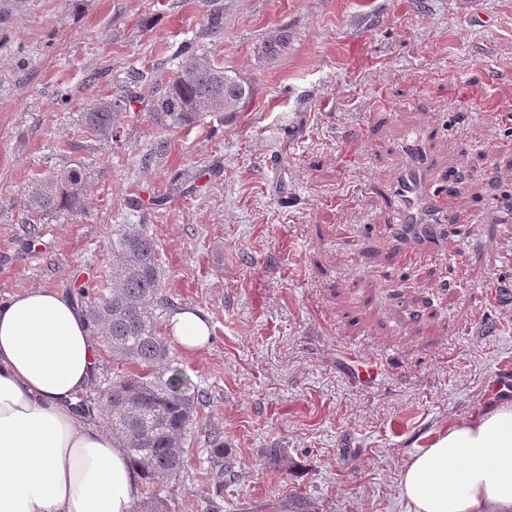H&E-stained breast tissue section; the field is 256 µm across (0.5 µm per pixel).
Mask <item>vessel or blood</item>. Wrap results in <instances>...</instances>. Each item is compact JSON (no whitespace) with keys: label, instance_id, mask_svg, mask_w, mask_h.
<instances>
[{"label":"vessel or blood","instance_id":"obj_1","mask_svg":"<svg viewBox=\"0 0 512 512\" xmlns=\"http://www.w3.org/2000/svg\"><path fill=\"white\" fill-rule=\"evenodd\" d=\"M408 163L393 186L395 219L390 232L412 248L426 247L436 224H457L462 209L448 197V179L440 173L432 159L422 151L417 133H410L402 144ZM350 377L353 382L369 385L378 376L376 361L350 356Z\"/></svg>","mask_w":512,"mask_h":512}]
</instances>
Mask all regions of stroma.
Wrapping results in <instances>:
<instances>
[{
  "label": "stroma",
  "instance_id": "1",
  "mask_svg": "<svg viewBox=\"0 0 512 512\" xmlns=\"http://www.w3.org/2000/svg\"><path fill=\"white\" fill-rule=\"evenodd\" d=\"M283 29L287 47L261 57ZM184 44L253 85L243 112L150 122ZM131 70L138 100L99 140L79 114ZM411 128L467 175L449 194L468 223L438 226L422 257L388 232ZM76 165L83 210L30 230L25 197ZM124 224L155 240L171 302L212 328L171 361L210 397L177 512L214 497L213 424L236 474L220 512H408L409 457L502 401L488 386L512 369L496 294L512 289V0H0V298L107 293ZM352 353L380 362L375 384L351 382Z\"/></svg>",
  "mask_w": 512,
  "mask_h": 512
}]
</instances>
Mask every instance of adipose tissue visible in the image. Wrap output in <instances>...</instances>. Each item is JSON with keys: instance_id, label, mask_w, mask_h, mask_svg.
Segmentation results:
<instances>
[{"instance_id": "ef3b65f1", "label": "adipose tissue", "mask_w": 512, "mask_h": 512, "mask_svg": "<svg viewBox=\"0 0 512 512\" xmlns=\"http://www.w3.org/2000/svg\"><path fill=\"white\" fill-rule=\"evenodd\" d=\"M169 332L184 354L211 338L190 308L171 316ZM98 363L65 291L0 299V512H129L138 469L79 406ZM400 486L408 512H512V402L437 433L405 463Z\"/></svg>"}]
</instances>
